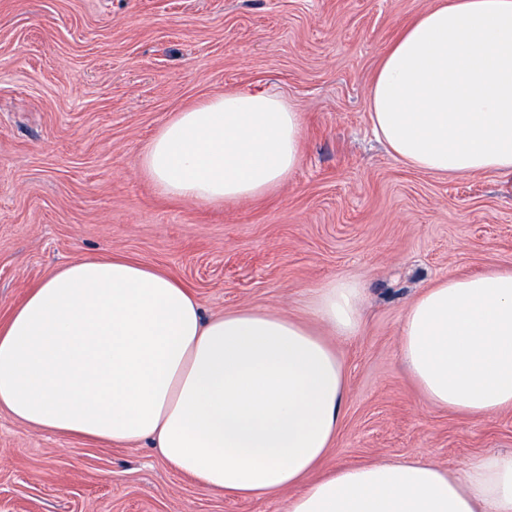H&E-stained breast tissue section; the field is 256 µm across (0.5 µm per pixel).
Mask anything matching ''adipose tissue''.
<instances>
[{
    "instance_id": "adipose-tissue-1",
    "label": "adipose tissue",
    "mask_w": 512,
    "mask_h": 512,
    "mask_svg": "<svg viewBox=\"0 0 512 512\" xmlns=\"http://www.w3.org/2000/svg\"><path fill=\"white\" fill-rule=\"evenodd\" d=\"M371 128L431 175L512 174V0H437L382 57ZM300 113L262 90L176 113L138 166L164 195L235 203L301 161ZM363 290L331 280L305 319L205 316L164 272L112 254L76 259L0 323V412L62 436L150 443L176 472L241 498L299 485L286 512H512V453L446 472L422 459L310 473L342 425L347 375L331 338L356 335ZM400 355L433 406L481 419L512 408V270L448 276L408 307Z\"/></svg>"
}]
</instances>
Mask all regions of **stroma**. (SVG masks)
Masks as SVG:
<instances>
[{
  "label": "stroma",
  "mask_w": 512,
  "mask_h": 512,
  "mask_svg": "<svg viewBox=\"0 0 512 512\" xmlns=\"http://www.w3.org/2000/svg\"><path fill=\"white\" fill-rule=\"evenodd\" d=\"M435 0H0V320L58 266L120 253L206 312L304 318L311 288L363 290L336 341L345 418L318 467L422 457L452 471L512 452V408L426 403L399 354L405 310L437 280L512 268V177H438L376 140L368 87ZM259 89L302 116L301 162L224 206L162 195L138 157L177 112ZM301 492L207 490L152 448L63 438L0 413V512H285Z\"/></svg>",
  "instance_id": "35a3bbf8"
}]
</instances>
